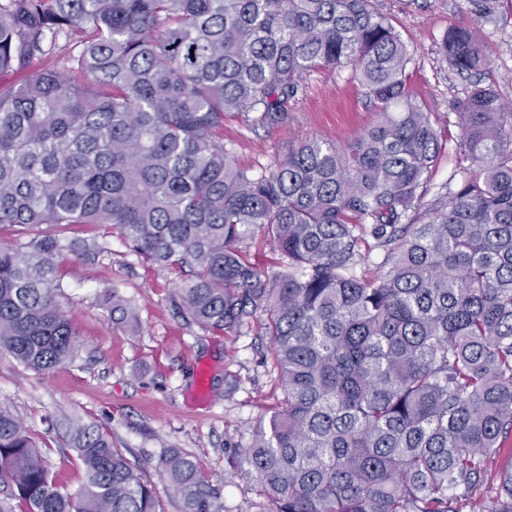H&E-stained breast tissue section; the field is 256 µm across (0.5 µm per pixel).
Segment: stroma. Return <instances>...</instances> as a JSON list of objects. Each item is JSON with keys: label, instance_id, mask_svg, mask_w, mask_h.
<instances>
[{"label": "stroma", "instance_id": "obj_1", "mask_svg": "<svg viewBox=\"0 0 512 512\" xmlns=\"http://www.w3.org/2000/svg\"><path fill=\"white\" fill-rule=\"evenodd\" d=\"M372 2L409 47L410 86L444 133L426 194L432 200L461 162L457 112L473 84L492 87L512 106V0H502L499 16L489 22L477 19L471 0ZM453 28L476 31L485 42L489 63L478 77L458 74L442 60L439 44ZM304 84L283 124L262 128L245 114L225 116L224 143L238 167L272 170L289 144L316 137L341 146L375 122L348 71H315ZM107 243L109 257L61 262L59 302L76 328V358L37 372L0 355V403L23 422L69 491L82 482L66 425L78 418L109 435L151 484L163 512H181L157 465L168 448L197 460L224 512H263L259 487L231 471L227 459L248 445L254 427L282 398L269 338L255 325L217 335L188 321L179 310L175 276L143 262L117 237ZM111 288L130 300L136 324L113 322L101 305V294Z\"/></svg>", "mask_w": 512, "mask_h": 512}]
</instances>
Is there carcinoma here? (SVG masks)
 Wrapping results in <instances>:
<instances>
[{
  "label": "carcinoma",
  "instance_id": "cac0c4a2",
  "mask_svg": "<svg viewBox=\"0 0 512 512\" xmlns=\"http://www.w3.org/2000/svg\"><path fill=\"white\" fill-rule=\"evenodd\" d=\"M500 2L472 5L489 21ZM76 31L86 82L51 65L0 91V228L31 232L0 243V353L35 371L76 356L59 258L108 250L51 228H101L180 279L189 321L270 337L283 398L232 460L265 512H461L512 433V108L471 89L457 113L469 165L427 203L441 134L372 0H0V74ZM439 51L461 73L488 60L468 29ZM345 68L371 127L343 148L290 145L273 170L233 163L227 113L281 123L304 75ZM258 236L281 255L272 274L246 258ZM369 237L384 258L362 277ZM102 302L134 318L117 290ZM68 429L74 493L0 404V512H160L106 434ZM161 464L181 512H223L190 455ZM491 490L487 512H512V466Z\"/></svg>",
  "mask_w": 512,
  "mask_h": 512
}]
</instances>
